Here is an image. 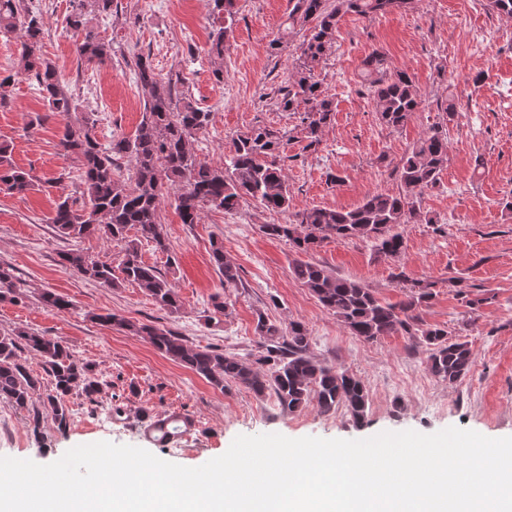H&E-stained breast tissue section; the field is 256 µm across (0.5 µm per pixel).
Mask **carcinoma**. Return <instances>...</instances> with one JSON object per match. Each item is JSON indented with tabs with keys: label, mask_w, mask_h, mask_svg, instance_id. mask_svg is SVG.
<instances>
[{
	"label": "carcinoma",
	"mask_w": 512,
	"mask_h": 512,
	"mask_svg": "<svg viewBox=\"0 0 512 512\" xmlns=\"http://www.w3.org/2000/svg\"><path fill=\"white\" fill-rule=\"evenodd\" d=\"M213 28L209 34L208 55L213 77L224 79V51L235 22L236 0H212ZM281 35L270 46L280 50L289 38L302 29L308 34L299 46L295 72L288 85L281 88V107L300 114V131L305 148L322 142L324 128L332 121L334 102L319 80L320 70L336 34L341 15L354 13L368 18L409 8L413 0H291ZM77 33L75 51L80 62L104 66L112 60V43L104 41L88 25L86 13L78 9L68 18ZM0 33L17 34L21 39L19 70L33 76L38 84L47 114L36 117L43 124L49 117L65 120L59 150L82 163L83 202L60 195L51 223L60 236L81 239L92 235L123 244L124 256L118 268L92 260L80 252L59 255L60 264L78 276L110 288L132 282L148 292L160 308L174 312L181 307L172 283L156 267L142 262L138 243L151 242L162 252L168 251L158 209L163 189H176L175 209L181 223L196 224L205 208L232 212L248 199L268 210L286 212L291 205L288 181L279 164L284 135L268 127H254L231 139L224 166L216 167L197 157L191 140L210 121V112L180 96L172 79L156 73L149 59L135 57L137 80L146 94L142 119L134 135L101 145L95 136V113L87 112L76 124L68 122L77 111L73 96L63 84L56 68L42 53L44 18L25 4V0H0ZM362 80L372 96L380 121L387 127H403L423 103L413 79L405 71L390 69L386 57L374 51L362 63ZM457 105L448 101L442 107V122L432 126L396 167L401 190L396 194L373 193L357 207L344 210L312 207L295 215L287 224H264L262 231L293 244L299 254H308L325 240L367 239L377 254L397 257L404 251V238L395 231L399 224L418 221L433 223L421 210V196L439 182L448 165V132L454 122ZM124 156L134 162L128 178L117 176L118 160ZM29 173L8 164L7 146L0 145V190L26 193L33 189ZM136 237L130 238V230ZM211 262L225 286L240 280L238 268L224 256L219 240L212 243ZM120 270L121 276L115 275ZM294 277L306 286L324 308L336 314L354 336L376 341L383 336L403 332L419 339L426 347L427 370L437 379L460 383L473 363L465 342L448 337V330L425 327L415 311L433 297V283L415 280L408 284L406 299L399 304L381 302L361 283L338 277L325 267L301 259L292 263ZM16 293L13 268L0 264V300ZM40 302L50 311L63 312L71 301L52 291L40 295ZM92 319L145 336L153 347L184 365L217 389L234 383L262 397L272 394L281 409L294 413L314 400L325 414L346 409L351 420L360 424L369 411V394L357 376L316 360L310 352L307 329L291 322L288 331L258 314L255 326L263 352L256 363L209 348H192L170 329L149 324H134L112 313L94 314ZM41 358L51 379L47 394L57 428L69 427L71 409L67 398L83 396L96 401L103 381L93 365L77 360L61 339L39 332L18 331L0 335V400L19 408L28 407L43 388V381L27 368L25 353ZM155 441L168 443L187 432L192 420L171 415L157 418L148 408L141 409Z\"/></svg>",
	"instance_id": "carcinoma-1"
}]
</instances>
